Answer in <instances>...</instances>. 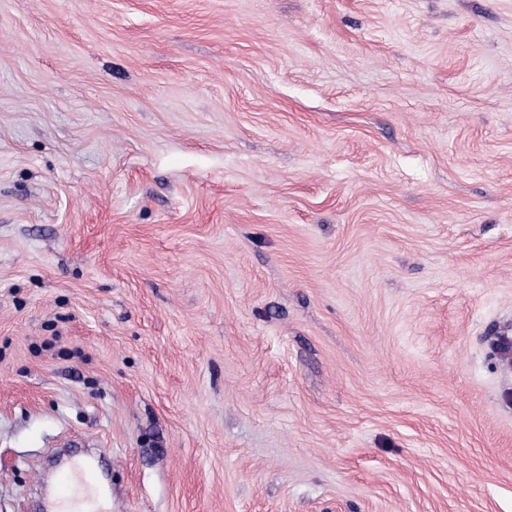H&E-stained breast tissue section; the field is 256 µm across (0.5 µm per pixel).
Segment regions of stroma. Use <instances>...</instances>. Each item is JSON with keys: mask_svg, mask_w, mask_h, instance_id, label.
<instances>
[{"mask_svg": "<svg viewBox=\"0 0 512 512\" xmlns=\"http://www.w3.org/2000/svg\"><path fill=\"white\" fill-rule=\"evenodd\" d=\"M512 512V0H0V512Z\"/></svg>", "mask_w": 512, "mask_h": 512, "instance_id": "stroma-1", "label": "stroma"}]
</instances>
